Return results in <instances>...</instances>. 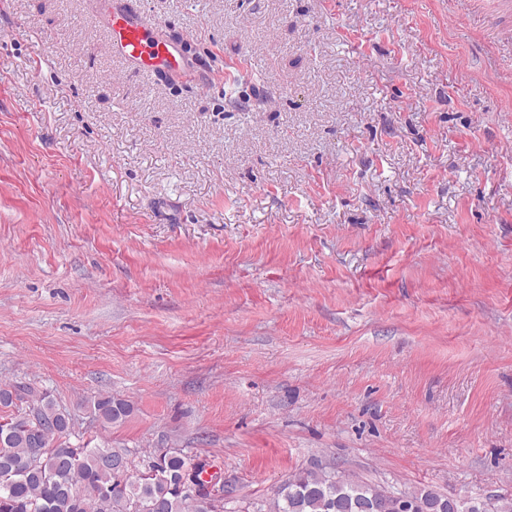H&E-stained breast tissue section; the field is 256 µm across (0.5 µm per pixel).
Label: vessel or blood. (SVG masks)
Listing matches in <instances>:
<instances>
[{
    "label": "vessel or blood",
    "instance_id": "b4317fda",
    "mask_svg": "<svg viewBox=\"0 0 512 512\" xmlns=\"http://www.w3.org/2000/svg\"><path fill=\"white\" fill-rule=\"evenodd\" d=\"M103 21L112 55L124 67L146 72L163 67L179 69L178 48L157 39L149 16L132 11L126 0H106Z\"/></svg>",
    "mask_w": 512,
    "mask_h": 512
}]
</instances>
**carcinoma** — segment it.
Segmentation results:
<instances>
[{
  "mask_svg": "<svg viewBox=\"0 0 512 512\" xmlns=\"http://www.w3.org/2000/svg\"><path fill=\"white\" fill-rule=\"evenodd\" d=\"M103 426L122 424L133 405L122 398L85 401ZM0 512H224V492L192 500L182 489L199 462L179 448H90L74 444L70 412L46 393L0 384ZM121 459L124 471L107 457ZM397 489L328 466L303 469L283 480L253 512H400ZM415 512H512V499L456 496L432 489L401 491Z\"/></svg>",
  "mask_w": 512,
  "mask_h": 512,
  "instance_id": "carcinoma-1",
  "label": "carcinoma"
}]
</instances>
